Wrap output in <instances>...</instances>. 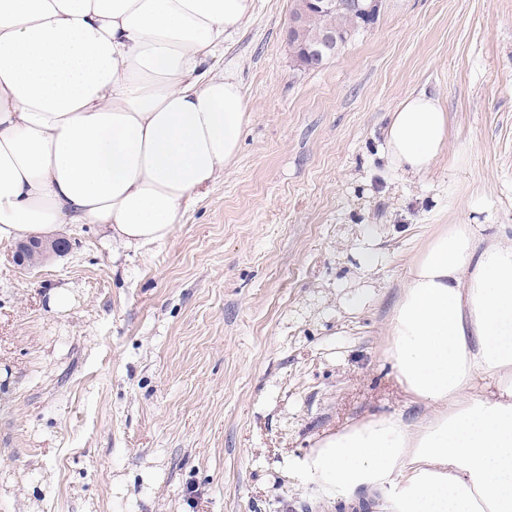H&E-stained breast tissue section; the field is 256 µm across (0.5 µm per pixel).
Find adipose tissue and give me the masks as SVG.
Here are the masks:
<instances>
[{
    "instance_id": "obj_1",
    "label": "adipose tissue",
    "mask_w": 512,
    "mask_h": 512,
    "mask_svg": "<svg viewBox=\"0 0 512 512\" xmlns=\"http://www.w3.org/2000/svg\"><path fill=\"white\" fill-rule=\"evenodd\" d=\"M255 0H0V242L99 224L168 239L223 178L248 121L236 75L209 66ZM448 115L407 96L384 132L427 170ZM413 421L382 414L289 468L333 503L384 512H512V239L454 224L410 262L387 326Z\"/></svg>"
}]
</instances>
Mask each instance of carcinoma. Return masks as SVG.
<instances>
[{
	"mask_svg": "<svg viewBox=\"0 0 512 512\" xmlns=\"http://www.w3.org/2000/svg\"><path fill=\"white\" fill-rule=\"evenodd\" d=\"M353 2L336 0V9L312 14L299 30L288 33V51L299 66L305 69L321 66L309 57L308 48L325 33L336 32V46L342 49L352 36L374 23V19L353 9Z\"/></svg>",
	"mask_w": 512,
	"mask_h": 512,
	"instance_id": "1",
	"label": "carcinoma"
}]
</instances>
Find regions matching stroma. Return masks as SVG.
Masks as SVG:
<instances>
[{
  "label": "stroma",
  "mask_w": 512,
  "mask_h": 512,
  "mask_svg": "<svg viewBox=\"0 0 512 512\" xmlns=\"http://www.w3.org/2000/svg\"><path fill=\"white\" fill-rule=\"evenodd\" d=\"M292 8L256 0L225 42L250 121L166 241L65 224L33 269L0 243V512H337L289 460L414 416L386 353L408 262L450 224L512 237V0H382L311 70ZM419 92L448 140L406 175L383 134Z\"/></svg>",
  "instance_id": "obj_1"
}]
</instances>
